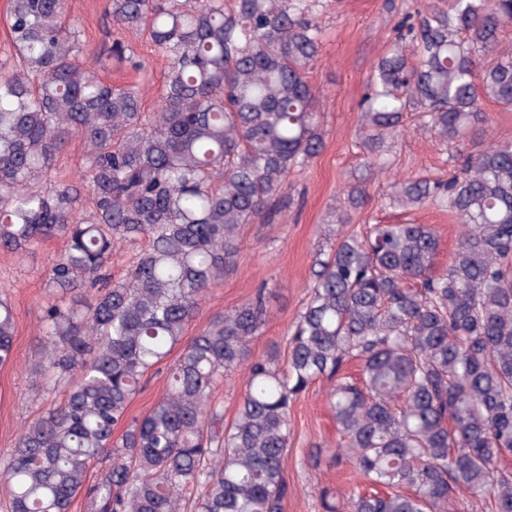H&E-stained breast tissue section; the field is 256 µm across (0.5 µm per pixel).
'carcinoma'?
<instances>
[{
    "instance_id": "cac0c4a2",
    "label": "carcinoma",
    "mask_w": 512,
    "mask_h": 512,
    "mask_svg": "<svg viewBox=\"0 0 512 512\" xmlns=\"http://www.w3.org/2000/svg\"><path fill=\"white\" fill-rule=\"evenodd\" d=\"M324 0H108L113 25L147 32L169 62L162 99L98 69L142 62L114 41L79 60L66 0H10L14 53L0 62V249L18 255L62 237L50 294L94 292L82 309L44 307L35 385L62 400L23 428L0 458L7 512H283L291 408L332 382L336 464L366 486L349 512H455L456 492L512 512V139L476 151L486 100L512 110V0H447L401 21L379 58L358 119L363 161L345 183L336 222L391 168L388 143L407 118L448 147V179L393 184L388 205L436 204L462 232L442 273L429 224H372L319 254L288 358L255 357L269 317L261 284L241 306L185 333L224 280L246 225L290 204L289 177L323 147L308 70L322 45ZM78 137L85 169L52 179ZM132 252L112 281V250ZM15 315L0 299V366L13 362ZM182 347L164 395L140 418L132 400ZM360 362L354 381L343 365ZM244 371L230 425L213 401ZM122 434H116L120 426ZM96 482L88 483L93 470Z\"/></svg>"
}]
</instances>
